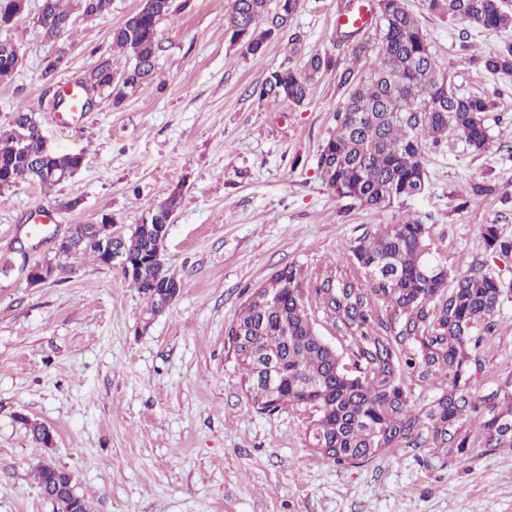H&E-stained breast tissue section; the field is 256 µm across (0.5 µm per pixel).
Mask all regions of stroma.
I'll return each instance as SVG.
<instances>
[{
	"label": "stroma",
	"mask_w": 512,
	"mask_h": 512,
	"mask_svg": "<svg viewBox=\"0 0 512 512\" xmlns=\"http://www.w3.org/2000/svg\"><path fill=\"white\" fill-rule=\"evenodd\" d=\"M232 2L189 0L161 25L151 86L118 106L96 97L70 127L53 120L55 94L103 59L128 64L111 33L140 0L77 18L50 80L41 72L57 46L35 23L41 0H26L19 21L0 30L22 57L0 88V127L15 112L35 113L53 149L84 157L51 190L26 182L0 191V512H54L35 478L45 459L75 474L93 512H512V448L460 459L401 446L334 464L305 440L311 410L252 407L225 336L251 290L281 267L315 279L329 262L350 261L373 225L415 217L430 228L434 256L461 271L485 264L508 287L471 386L483 396L512 374V256L491 253L482 237L494 224L512 239V75L469 60L512 42V29H477L464 41L456 21L404 0L456 90L495 96L497 107L486 117V152L454 136L427 145L425 194L373 210L337 197L317 169L347 97L338 75L319 77L301 106L255 89L317 52L354 65L353 45L374 29H336L352 0H300L288 31L251 55L225 32ZM487 179L499 193L461 207ZM174 190L181 201L165 260L183 288L162 313L150 315L119 270L87 255L29 283L28 268L53 258L70 225L109 213L131 233ZM44 212L52 223L30 234ZM32 421L50 428L53 446L33 441Z\"/></svg>",
	"instance_id": "1"
}]
</instances>
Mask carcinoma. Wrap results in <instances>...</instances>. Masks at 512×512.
Masks as SVG:
<instances>
[{"label": "carcinoma", "mask_w": 512, "mask_h": 512, "mask_svg": "<svg viewBox=\"0 0 512 512\" xmlns=\"http://www.w3.org/2000/svg\"><path fill=\"white\" fill-rule=\"evenodd\" d=\"M103 0H42L36 17L44 37L61 35V24L74 12L92 14ZM299 0H233L227 30L243 36L248 53L258 55L269 42L286 32ZM428 11L454 18L467 29H512V12L502 0H427ZM174 11L172 0H150L149 8L128 16L112 30V45L129 57L122 70L112 59L100 61L85 75L100 94L115 105L149 85L155 61L162 51L160 26ZM377 43L360 42L354 60H366L365 75L351 68L339 74L348 88L336 110L334 132L322 144L317 167L322 181L340 198H350L373 209L423 194L428 177L425 145L450 135L465 140L475 152L488 148L486 113L495 100L485 93L459 94L447 72L438 68L416 17L403 0H378ZM18 48L0 40V84L20 67ZM490 74H512V43L477 59ZM337 69L336 58L314 53L305 72L281 68L268 75L260 95L302 105L314 81ZM32 112L20 111L0 129V191L25 182L44 189L62 183L52 171H73L76 162L67 153L25 159L17 151V133L35 126ZM497 184L478 182L465 207L498 194ZM180 207V193L170 192L154 210L162 224L167 213ZM483 238L493 254L512 253V239L500 235L497 225H484ZM131 255H146L156 247L150 234L134 229L126 237ZM91 254L104 263L99 243L90 236L55 250L59 259ZM349 263L335 261L318 273L314 296L336 331L353 342L350 362L318 336L307 311V285L300 269L278 270V293L271 298L258 286L246 300L240 318L251 314L247 343L235 347L246 392L261 411L282 407H309L315 418L306 428L307 442L322 458L337 465L372 459L404 443L418 447L431 442L437 453L464 458L474 448H512V376L489 394L475 396L472 367H480L474 350L494 335V315L504 295L502 281L482 266L465 272L450 269L432 255L428 227L417 218L400 224H379L351 246ZM129 281L150 303V312L163 309L158 288L176 287L164 264L143 267ZM382 303L385 315L377 314ZM272 355L281 363L277 384L252 379V358ZM421 383L438 379L447 386L426 409L411 403L405 379ZM65 470L44 462L38 467V485L46 489L63 478ZM56 512H92L89 500L60 497Z\"/></svg>", "instance_id": "1"}]
</instances>
